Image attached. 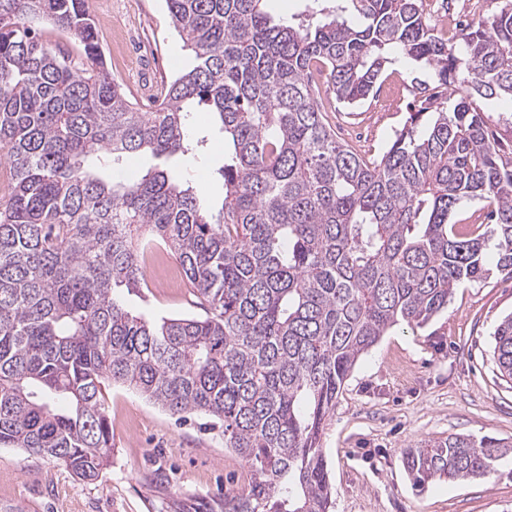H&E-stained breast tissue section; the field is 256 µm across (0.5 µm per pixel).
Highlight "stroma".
Masks as SVG:
<instances>
[{"label":"stroma","mask_w":512,"mask_h":512,"mask_svg":"<svg viewBox=\"0 0 512 512\" xmlns=\"http://www.w3.org/2000/svg\"><path fill=\"white\" fill-rule=\"evenodd\" d=\"M97 40L112 77L142 110L157 90L194 64L165 0H91ZM326 118L339 141L377 158L407 116L409 95L388 112L367 98L342 112L324 93ZM186 125L199 146L192 154L142 153L121 167L125 178L155 167L175 172L212 206L224 196L218 122L190 106ZM144 295L129 294L132 312L201 315L184 282L149 277ZM512 313V279L495 274L457 288L447 310L426 325L396 327L358 360L323 431L336 512H512V455L486 478L433 481L413 487L402 452L451 434L512 440V383L501 379L492 337ZM103 402L112 455L97 481L74 479L58 462L0 448V512H209L225 494L243 491L250 472L225 448L221 430L199 417L176 416L124 387L106 386Z\"/></svg>","instance_id":"obj_1"}]
</instances>
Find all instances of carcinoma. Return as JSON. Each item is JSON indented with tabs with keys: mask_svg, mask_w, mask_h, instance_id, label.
<instances>
[{
	"mask_svg": "<svg viewBox=\"0 0 512 512\" xmlns=\"http://www.w3.org/2000/svg\"><path fill=\"white\" fill-rule=\"evenodd\" d=\"M265 0H166L194 66L152 112L112 82L89 0H0V447L56 459L82 482L112 453L102 388H132L173 415L201 414L250 481L220 512H333L320 435L358 359L391 328L425 325L455 288L512 276V136L479 102L512 98V0L450 45L426 0H308L335 17L274 24ZM362 19L356 26L338 16ZM75 37L58 58L35 28ZM433 71L383 154L360 157L323 118L367 99L398 56ZM224 134L213 210L165 169L104 176L124 158L191 150L186 108ZM486 202L473 230L452 222ZM175 257L205 315L133 314L142 254ZM494 249L496 269L487 267ZM512 382V314L493 334ZM512 442L454 434L403 453L417 489L482 477Z\"/></svg>",
	"mask_w": 512,
	"mask_h": 512,
	"instance_id": "obj_1",
	"label": "carcinoma"
}]
</instances>
